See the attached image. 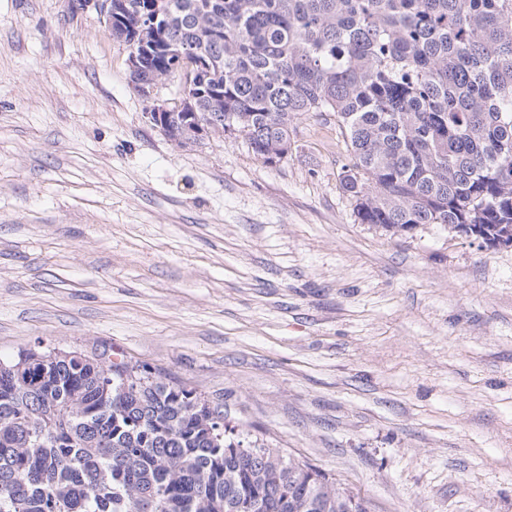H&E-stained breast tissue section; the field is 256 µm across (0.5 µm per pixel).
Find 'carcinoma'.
<instances>
[{"mask_svg": "<svg viewBox=\"0 0 512 512\" xmlns=\"http://www.w3.org/2000/svg\"><path fill=\"white\" fill-rule=\"evenodd\" d=\"M109 30L194 120L264 162L307 112L345 139L360 224L512 225V0H112ZM0 512H367L322 470L251 446L150 368L77 351L0 360Z\"/></svg>", "mask_w": 512, "mask_h": 512, "instance_id": "obj_1", "label": "carcinoma"}]
</instances>
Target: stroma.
<instances>
[{
	"instance_id": "stroma-1",
	"label": "stroma",
	"mask_w": 512,
	"mask_h": 512,
	"mask_svg": "<svg viewBox=\"0 0 512 512\" xmlns=\"http://www.w3.org/2000/svg\"><path fill=\"white\" fill-rule=\"evenodd\" d=\"M71 2L0 0V358L147 366L369 512H512V248L358 223L314 113L178 146Z\"/></svg>"
}]
</instances>
